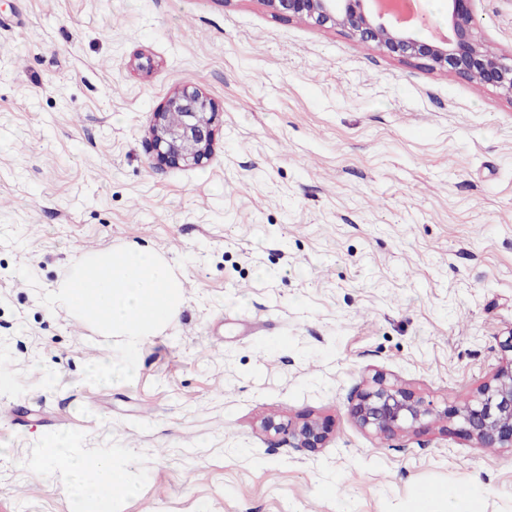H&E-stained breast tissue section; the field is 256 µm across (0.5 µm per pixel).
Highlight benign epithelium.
Masks as SVG:
<instances>
[{
    "label": "benign epithelium",
    "instance_id": "obj_1",
    "mask_svg": "<svg viewBox=\"0 0 512 512\" xmlns=\"http://www.w3.org/2000/svg\"><path fill=\"white\" fill-rule=\"evenodd\" d=\"M278 16L311 19L321 27H341L358 41L383 53L417 59L432 71L446 72L479 86H494L512 98V64L475 32L473 0H448V35L428 37L400 22L383 0H262ZM216 107L197 88L173 91L153 113L150 143L157 161L170 165H198L211 154ZM351 415L365 430L388 436L435 416L479 448L512 452V359L502 365L475 394L442 411L411 391L391 385L377 374L368 390L351 406ZM297 448H321L328 431L317 421L288 430Z\"/></svg>",
    "mask_w": 512,
    "mask_h": 512
}]
</instances>
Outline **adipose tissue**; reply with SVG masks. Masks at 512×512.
Listing matches in <instances>:
<instances>
[{
    "mask_svg": "<svg viewBox=\"0 0 512 512\" xmlns=\"http://www.w3.org/2000/svg\"><path fill=\"white\" fill-rule=\"evenodd\" d=\"M41 454L59 472L67 494L93 512H113L114 502L127 495L132 486L126 472L114 465L108 451L77 452L50 444Z\"/></svg>",
    "mask_w": 512,
    "mask_h": 512,
    "instance_id": "adipose-tissue-1",
    "label": "adipose tissue"
}]
</instances>
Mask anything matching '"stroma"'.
<instances>
[{"label": "stroma", "mask_w": 512, "mask_h": 512, "mask_svg": "<svg viewBox=\"0 0 512 512\" xmlns=\"http://www.w3.org/2000/svg\"><path fill=\"white\" fill-rule=\"evenodd\" d=\"M512 54V0H473ZM218 107L200 165L158 163L176 87ZM154 250L183 285L131 382L47 308L82 254ZM27 266L38 284L15 273ZM512 100L261 0H0V512H77L39 449L106 448L115 512H512V453L428 417L381 438L374 374L443 409L506 359ZM316 419L295 447L266 418ZM288 434L298 448H322L328 439V431L317 421H305L292 429L288 428Z\"/></svg>", "instance_id": "stroma-1"}]
</instances>
